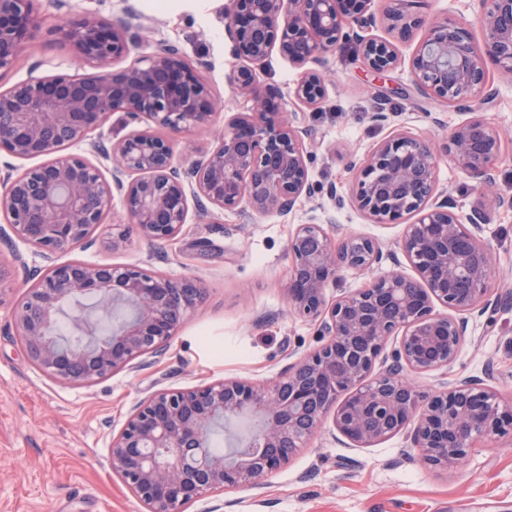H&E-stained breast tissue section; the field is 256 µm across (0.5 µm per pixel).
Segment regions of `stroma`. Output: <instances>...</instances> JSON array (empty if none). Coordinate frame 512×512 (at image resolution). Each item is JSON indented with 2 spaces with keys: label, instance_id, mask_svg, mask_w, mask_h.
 Listing matches in <instances>:
<instances>
[{
  "label": "stroma",
  "instance_id": "obj_1",
  "mask_svg": "<svg viewBox=\"0 0 512 512\" xmlns=\"http://www.w3.org/2000/svg\"><path fill=\"white\" fill-rule=\"evenodd\" d=\"M226 0H182L169 11L164 0H39L41 30L26 44L17 64L0 72V90L29 76L80 71L68 46L54 28L63 19L92 13L130 27L146 25L141 42L125 64L179 46L197 68L217 103L214 129L245 111L247 103L227 82L239 61L225 33ZM431 19L452 18L482 41L478 0H428ZM375 35L393 42L398 67L375 79L361 64L355 43L341 44L318 65L328 83L322 103L298 106L302 125L312 128V188L295 210L277 213L227 211L215 217L189 214L175 241L160 243L129 232L120 249L108 242L114 227L126 225L120 203H113L87 247L58 254V261L81 259L192 278L205 299L188 317L159 358H149L91 386L57 382L32 365L16 334L12 313L25 288L28 271L45 269L47 260L33 248L0 244V512H145L113 473L110 445L137 402L160 388H187L222 378L272 381L289 363L316 349L311 323L293 314L284 295L291 259L288 239L310 217L332 218L340 232H355L379 242L387 257L373 270H393L389 255L397 251L412 216L392 223L374 222L353 199L356 163L393 129L443 145L448 130L464 118L460 110L422 96L411 73V59L422 30L399 38L379 23ZM302 70L279 51L256 66L259 86L278 89L289 98ZM483 115L502 135L495 165L498 193L512 198V73L491 69L484 91ZM386 102L387 121L372 119L377 99ZM149 122L125 123L116 113L76 147V154L104 177L112 169L93 147L112 145L126 135L149 129ZM437 186L456 204L459 214L479 205L475 183L448 156H441ZM493 253V306L472 315L456 362L448 368L415 375L422 391L442 389L456 376L491 371V385L512 400V210L499 209L484 228ZM124 311L106 317L71 301L58 316V333L106 334L125 319ZM512 512V438L502 437L471 449L460 467L434 470L424 466L404 435L367 448L353 446L326 421L321 431L287 466L264 477L259 486L229 490L199 499L187 512Z\"/></svg>",
  "mask_w": 512,
  "mask_h": 512
}]
</instances>
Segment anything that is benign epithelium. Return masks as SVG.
Segmentation results:
<instances>
[{
    "label": "benign epithelium",
    "mask_w": 512,
    "mask_h": 512,
    "mask_svg": "<svg viewBox=\"0 0 512 512\" xmlns=\"http://www.w3.org/2000/svg\"><path fill=\"white\" fill-rule=\"evenodd\" d=\"M36 2L0 0V71L16 64L38 32ZM386 2L384 19L400 37L425 28L411 61L417 90L469 110L448 133L445 150L478 183L489 206L463 218L436 191L431 141L395 130L376 144L359 167L354 200L378 223L416 216L399 243L412 273L394 269L329 300V283L345 269L373 270L382 249L363 235L335 238L326 228L329 217L296 225L284 293L294 313L315 323L321 345L270 384L220 379L142 398L112 437L110 465L147 512H185L209 494L259 485L306 447L330 416L359 448L405 432L423 463L439 470L458 466L481 442L512 436V402H503L484 379H452L445 389L424 394L409 378L451 366L468 316L489 304L492 254L483 226L493 210L512 209V200L496 192L491 174L500 136L471 102L488 83L487 62L512 72V0H479L480 45L463 24L412 11L425 0ZM373 6L374 0H228L225 30L235 57L256 65L275 47L295 65L318 63L340 40L351 39L366 69L380 76L396 67L398 56L391 41L371 34ZM55 32L96 72L32 77L0 91V149L21 159L48 158L20 175H0V212L12 231L7 242L15 238L47 259L83 247L116 193L131 228L158 242L180 234L191 201L201 216L235 210L286 216L309 193L311 130L299 124L296 111L276 105L278 92L260 88L246 66L231 70L227 80L250 103L248 110L232 117L187 168L175 160L169 140L150 130L100 147L112 163L110 182L80 156L61 154L114 112L176 132L207 125L214 102L174 45L115 69L137 44L128 26L85 14L62 21ZM325 92L324 76L309 71L293 91L294 103L315 107ZM80 296L121 299L133 313L106 336L62 345L55 339L56 314ZM203 299V288L189 278L53 262L26 289L15 325L33 365L56 381L90 386L141 358L164 355ZM437 303L453 314L435 311ZM245 412L262 420L256 434L261 452L232 461L205 452L211 425Z\"/></svg>",
    "instance_id": "benign-epithelium-1"
}]
</instances>
